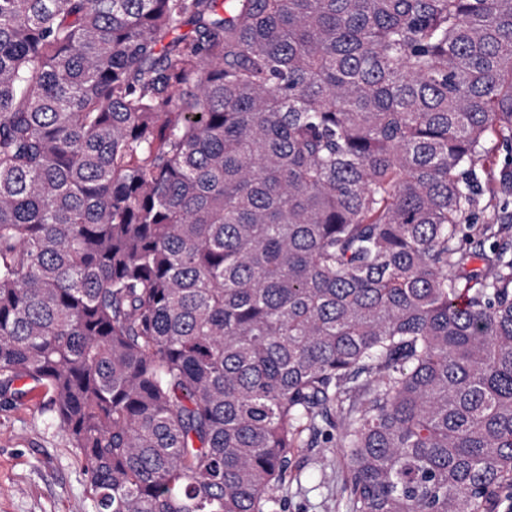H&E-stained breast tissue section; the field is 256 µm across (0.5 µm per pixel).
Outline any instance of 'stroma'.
Wrapping results in <instances>:
<instances>
[{"label": "stroma", "mask_w": 512, "mask_h": 512, "mask_svg": "<svg viewBox=\"0 0 512 512\" xmlns=\"http://www.w3.org/2000/svg\"><path fill=\"white\" fill-rule=\"evenodd\" d=\"M510 164L512 152L503 148L477 162L471 223H485L503 206L512 211V199L491 191ZM292 472L288 512H345V466L334 438L322 433L298 449ZM0 512H91L81 459L49 414L29 401L0 408Z\"/></svg>", "instance_id": "obj_1"}]
</instances>
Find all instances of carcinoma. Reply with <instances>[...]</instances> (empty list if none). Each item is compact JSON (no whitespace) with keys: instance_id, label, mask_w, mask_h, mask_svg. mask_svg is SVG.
<instances>
[{"instance_id":"1","label":"carcinoma","mask_w":512,"mask_h":512,"mask_svg":"<svg viewBox=\"0 0 512 512\" xmlns=\"http://www.w3.org/2000/svg\"><path fill=\"white\" fill-rule=\"evenodd\" d=\"M499 147L512 0H0V407L92 512H286L324 424L346 512H494ZM511 163L512 152L501 147L494 151L491 159L477 162L473 183L476 206L472 209L469 223L484 224L495 211L504 206L503 200L493 195L491 185L499 170Z\"/></svg>"}]
</instances>
